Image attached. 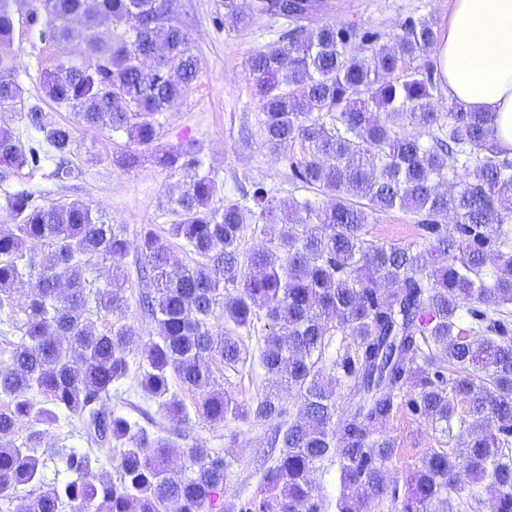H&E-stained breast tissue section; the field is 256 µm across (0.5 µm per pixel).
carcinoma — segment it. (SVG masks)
Listing matches in <instances>:
<instances>
[{
  "label": "carcinoma",
  "mask_w": 512,
  "mask_h": 512,
  "mask_svg": "<svg viewBox=\"0 0 512 512\" xmlns=\"http://www.w3.org/2000/svg\"><path fill=\"white\" fill-rule=\"evenodd\" d=\"M11 2L0 0V104L21 97ZM33 2L26 24L44 26L43 14L52 16L53 29L40 35L54 40L69 39L78 17L89 29L102 19L128 27L129 38L110 45L89 35L88 62L63 60L42 72V90L83 127L127 134L137 148L113 155L119 167L138 168L149 151L183 173L186 189L170 201L177 220L167 235L150 226L134 244L121 225L78 201L39 204L23 190L0 207L10 221L0 228V311L24 297L20 341L0 361V501L9 512H212L226 478L223 456L196 442L176 466L169 438L104 410L112 391L133 379L186 432L192 415L170 395L173 377L199 392L195 416L215 425L272 421L283 415L280 390L295 397L297 417L274 432L280 452L263 473L264 497L242 512H320L313 473L328 459L343 487L336 512H367L385 498L395 512H454L444 495L461 473L471 496L485 484L496 490L494 512H512V158L495 144L489 113L436 108L433 66L396 75L405 59L436 46L434 20L409 18L381 44L379 33L352 25L310 27L323 0H217L224 24L238 32L262 17L280 22L283 43L245 61L261 130L278 152L301 145L292 179L328 204L281 199L245 174L236 198L213 207L221 188L201 173V150L157 145L158 116L200 71L185 28L158 0ZM357 42L371 54L360 55ZM25 118L41 140L26 149L0 128V174L48 160L56 180L71 179V123L49 121L38 106ZM395 208L420 216L422 241L367 239L374 216ZM247 215L262 225L257 248L244 245ZM444 216L451 222L440 223ZM169 236L184 241L194 264L174 271ZM32 244L44 251L39 261ZM133 247L140 280L152 287L139 306L159 326L136 367L124 265ZM99 260L112 269L102 286L93 278ZM261 311L270 332L256 363L273 389L239 402L215 388L210 364L242 360V335ZM95 314L112 321L99 330ZM336 329L352 342L326 374L319 362ZM402 404L443 424L460 448L429 449L401 490L384 474L392 449L374 436ZM99 413L117 477L71 449L59 485L19 494L39 479L43 426L75 418L89 436ZM22 426V443L8 442Z\"/></svg>",
  "instance_id": "obj_1"
}]
</instances>
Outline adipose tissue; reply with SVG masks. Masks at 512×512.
<instances>
[{
	"label": "adipose tissue",
	"mask_w": 512,
	"mask_h": 512,
	"mask_svg": "<svg viewBox=\"0 0 512 512\" xmlns=\"http://www.w3.org/2000/svg\"><path fill=\"white\" fill-rule=\"evenodd\" d=\"M434 61L449 101L495 114V139L512 154V0H448Z\"/></svg>",
	"instance_id": "1"
}]
</instances>
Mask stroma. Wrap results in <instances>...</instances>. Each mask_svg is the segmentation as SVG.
<instances>
[{
  "instance_id": "stroma-1",
  "label": "stroma",
  "mask_w": 512,
  "mask_h": 512,
  "mask_svg": "<svg viewBox=\"0 0 512 512\" xmlns=\"http://www.w3.org/2000/svg\"><path fill=\"white\" fill-rule=\"evenodd\" d=\"M326 9L318 23L353 25L361 30L387 35L397 32L409 18L430 17L437 26L448 19V0H326ZM216 0H169V14L185 27L194 52L201 60V70L191 88L160 117V142L166 147L196 143L201 149L205 170L232 192L234 179L249 173L282 195L303 197L305 191L293 182L288 159L266 144L259 126L255 87L248 78L245 60L257 49L276 44L281 34L274 20H257L249 29L236 32L218 25ZM13 49L17 55L15 81L22 89V99L0 105V126L7 127L21 143L35 140L25 114L31 105H39L48 118L57 122L71 120L72 114L45 97L39 84L42 71L53 68L67 56L81 59L84 44L75 38L56 42L39 37L20 23L14 32ZM71 162L77 171L67 182L52 176L54 165L43 162L13 172L8 181L0 182V201L17 190L34 193L38 202L80 200L98 210L112 224L122 225L130 241H137L142 228L168 229L175 217L168 205L170 196L179 194L186 182L182 173L145 163L141 168L125 171L116 166L113 154L127 146L125 134L75 127ZM417 216L399 209L376 215L368 226V237L380 245H405L420 237ZM140 258L129 251L125 268L131 284L125 292L128 318L134 328L132 361H139L149 338L157 336L159 327L143 314L138 297L143 285L138 278ZM268 330L265 318H258L250 337L244 338V363L228 368L215 361L213 378L225 392L241 401H250L266 393L269 382L258 368L255 357L258 343ZM107 409L137 420L149 432L158 433L171 423L158 401L140 388L114 395ZM275 428L271 422L233 421L214 425L196 420L192 440L218 451L227 464L224 491L215 512H240L243 503L261 498V476L275 462L269 453V438ZM394 448L385 464L387 480L402 484L407 472L419 465L427 449L448 447V435L430 422L399 411L387 433ZM92 451L107 459L109 449L89 447L79 425L47 426L39 453L44 461L40 481L29 484L33 493L53 489L65 477L60 449Z\"/></svg>"
}]
</instances>
